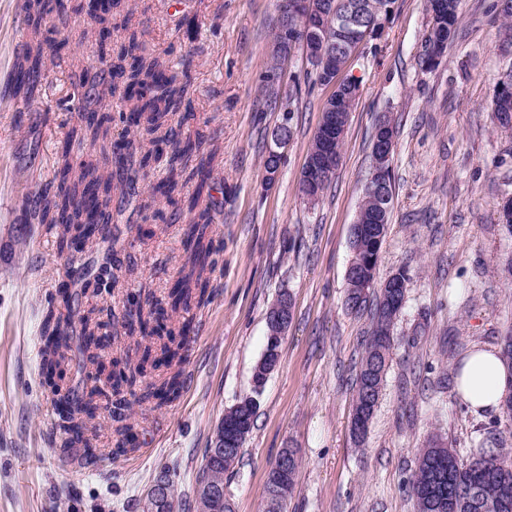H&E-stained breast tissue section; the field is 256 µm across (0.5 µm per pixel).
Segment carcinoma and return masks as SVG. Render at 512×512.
<instances>
[{
    "label": "carcinoma",
    "instance_id": "1",
    "mask_svg": "<svg viewBox=\"0 0 512 512\" xmlns=\"http://www.w3.org/2000/svg\"><path fill=\"white\" fill-rule=\"evenodd\" d=\"M373 5L365 6L362 17L363 25H370L376 18L389 11L396 0H372ZM459 0H427L430 16L425 34L424 55L422 64L429 70L438 68L439 62L427 58L432 37L441 41L453 42L458 33ZM24 21L36 46L30 47L20 56L14 65L16 94L24 103H29L39 94L42 79L48 75L45 69L43 41L40 39L42 25L46 18L52 17L57 24L64 27L69 17L76 12L70 0H25L23 5ZM140 45L136 37H131L126 57L127 65H107L102 61L100 71L108 70L112 78L127 82L128 99L136 100L137 104L127 114V126L138 128L147 125V131L154 134L165 128V134L152 139L156 147L170 148L169 165L186 174V179H198V190H203L209 180L210 162L203 159L192 164L194 154L200 152L201 143L190 139H181L178 126L194 119L191 108L189 84L180 82L175 75H168L160 68L145 66L142 56L137 54ZM498 124L507 129L512 121L503 115H512V72L505 75L500 82L499 91L492 104ZM72 165L64 159L62 166L57 168L51 181L46 183L36 200V208L41 223L58 231L59 253H64L73 235L81 232L77 211L71 209L77 196L88 186L95 185L109 196L111 181L102 179L93 169L82 171L78 181H71ZM212 204L199 213L197 220L187 225L184 247L187 253L185 265L188 271H180L178 279L168 293L167 300L159 305V309L143 312L138 307L126 311L125 327L128 335L139 331L141 337L155 336L162 341L160 354H153L150 345L136 343L133 348L136 362L126 360L124 370L113 376L112 388L121 393V387L136 385L137 381L146 377L147 368L163 369L162 377L147 384L139 400H156L161 407L175 401L183 387V355L182 349L186 336L190 331V323L180 320V313L191 308H201L211 302L213 291L210 289V277L215 261L213 259V239L209 238L214 217ZM362 216L369 226L380 227L389 224L390 214L379 211L378 202L369 201L362 207ZM383 239L367 236L361 239L360 256L363 266L357 270V278L347 281L348 294L359 299L357 309L369 308L371 328L364 349L357 361L355 375V401L353 406L352 424L368 425L378 405L384 378L389 366L390 356L394 347L393 328L402 309V303L410 281L404 269L395 272V278L401 281L400 288H387L379 291L376 296L363 293L360 285L374 278L375 270L370 260L379 257ZM42 333L70 336L77 343L81 359L77 363V371H83L89 365L97 363V356L91 353L94 330L90 328L89 318L83 316L74 319L72 313L63 314L50 308L47 310ZM68 365L66 353L59 347H48L43 350L41 369L57 372L59 377L65 376ZM69 394L82 404L86 423L90 424L97 417L98 405L94 402V393L86 394L79 387H70ZM252 430H247L239 439V448L232 455L218 459L211 457L212 449L205 450L201 475H210L212 481L224 485V474L234 471L243 453L244 445ZM282 453L288 454L290 467L288 483L276 487V474L271 470L267 477V489L277 493V498L286 499L293 493L301 460L298 450L284 448ZM408 489L414 501L415 512H438V505L448 503V494L455 496L452 512H503L500 504L506 499L512 500V444L506 432H499L495 446L488 448L485 443L460 454L457 449L448 447V442L438 435L431 436L426 444L416 450L414 468L408 478Z\"/></svg>",
    "mask_w": 512,
    "mask_h": 512
}]
</instances>
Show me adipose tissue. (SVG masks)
I'll return each instance as SVG.
<instances>
[{
    "label": "adipose tissue",
    "instance_id": "ef3b65f1",
    "mask_svg": "<svg viewBox=\"0 0 512 512\" xmlns=\"http://www.w3.org/2000/svg\"><path fill=\"white\" fill-rule=\"evenodd\" d=\"M511 389L512 368L505 364L498 350L484 348L468 356L461 370L458 392L474 411L500 410Z\"/></svg>",
    "mask_w": 512,
    "mask_h": 512
}]
</instances>
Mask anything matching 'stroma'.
Returning <instances> with one entry per match:
<instances>
[{
    "label": "stroma",
    "mask_w": 512,
    "mask_h": 512,
    "mask_svg": "<svg viewBox=\"0 0 512 512\" xmlns=\"http://www.w3.org/2000/svg\"><path fill=\"white\" fill-rule=\"evenodd\" d=\"M496 0H460L458 39L438 70L419 62L428 26L425 0H397L381 38L347 68L360 97L346 127L341 162L315 206L300 177L328 91L297 95L293 137L274 185L263 158L281 121L266 97L267 62L280 0H123L111 38L83 15L67 28L46 20L53 81L30 106L13 97L10 76L27 40L20 0H0V512H142L146 494L168 470L180 504L194 512L196 479L225 409L249 391L267 336L265 313L280 291L294 318L280 362L259 399L253 431L224 495L235 512H262L269 469L284 448L301 467L286 512H414L407 479L417 448L434 434L469 449L481 440L488 412L474 413L453 376L478 348H499L512 332V234L499 218L512 195V132L490 111L498 84L512 71V29L496 18ZM146 58L187 71L194 120L183 137L218 147L211 194L219 249L210 275L213 298L188 313L183 388L162 407L126 393L135 451L108 457L115 422L101 401L92 443L99 459L85 468L64 453L53 389L41 369L43 313L62 309L67 277L55 233L38 223L30 197L51 179L54 162L82 111L104 110L105 133L74 145L77 161L112 180L110 236L121 266L114 288L86 291L75 315L120 332L124 302L165 301L185 260L187 206L194 183L180 184L176 205L154 194L168 177L166 156L146 177L127 181L137 155L107 165L114 142L150 149L144 131L123 121L129 103L121 80L103 99L78 100L72 69L116 61L129 35ZM397 125L392 158L393 207L378 279L399 268L411 277L394 327L395 346L363 446L351 435L353 379L368 337V312L346 305L350 227L371 162V132L382 113Z\"/></svg>",
    "instance_id": "35a3bbf8"
}]
</instances>
